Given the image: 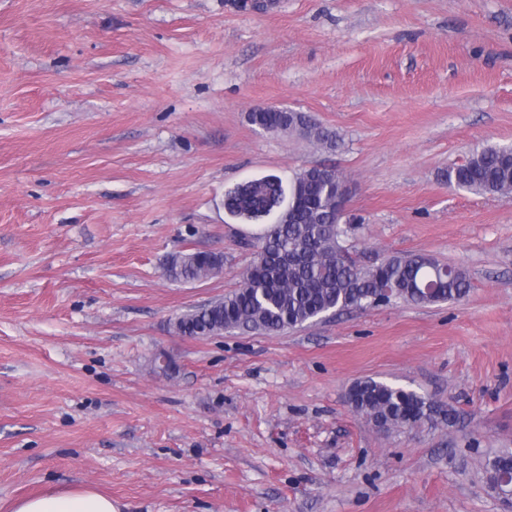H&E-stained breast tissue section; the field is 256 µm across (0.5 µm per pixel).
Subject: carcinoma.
<instances>
[{
  "mask_svg": "<svg viewBox=\"0 0 512 512\" xmlns=\"http://www.w3.org/2000/svg\"><path fill=\"white\" fill-rule=\"evenodd\" d=\"M248 121L272 133L308 129L328 149L337 133L320 127L304 112H250ZM448 185L476 194H512V147L483 145L465 163L448 168ZM340 174L324 166L289 183L269 174L224 192V211L244 224L274 217L271 231L258 235V250L239 287L223 298L178 316L175 332L184 337L214 336L227 330L277 334L336 311L365 310L393 300L436 304L462 299L470 283L463 270L427 254L389 256L363 266L349 258L336 203ZM219 253L192 251L170 257L168 276L193 282L222 267ZM351 406L383 430L415 428L433 405L420 393L372 378L357 382ZM488 478L512 469V448L488 459Z\"/></svg>",
  "mask_w": 512,
  "mask_h": 512,
  "instance_id": "1",
  "label": "carcinoma"
}]
</instances>
